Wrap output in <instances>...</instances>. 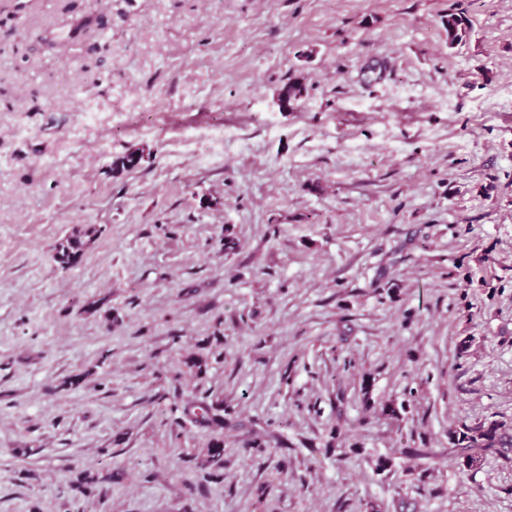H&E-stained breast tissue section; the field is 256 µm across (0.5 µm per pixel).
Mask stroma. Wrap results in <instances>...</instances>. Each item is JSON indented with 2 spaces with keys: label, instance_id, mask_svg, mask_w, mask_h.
<instances>
[{
  "label": "stroma",
  "instance_id": "1",
  "mask_svg": "<svg viewBox=\"0 0 512 512\" xmlns=\"http://www.w3.org/2000/svg\"><path fill=\"white\" fill-rule=\"evenodd\" d=\"M2 17L0 512H512V452L471 470L448 439L512 424V0ZM97 231L94 225H88L78 234L71 235L59 242L54 247L53 258L55 262L62 268L69 267L76 260L86 242L95 237ZM199 410V412L196 411ZM212 407L204 402L195 404L192 402L183 412L185 416L189 417L188 421L192 424H206L215 428H223V421L216 418V415L212 413ZM206 459L202 461L201 467L205 469L203 479L205 481L215 480L223 476L224 470V449L219 445H214L207 449ZM208 470V471H206Z\"/></svg>",
  "mask_w": 512,
  "mask_h": 512
}]
</instances>
